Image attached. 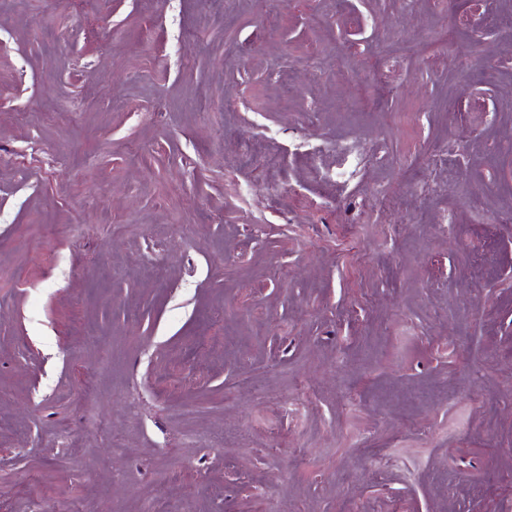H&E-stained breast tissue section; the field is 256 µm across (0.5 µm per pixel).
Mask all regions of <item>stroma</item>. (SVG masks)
I'll list each match as a JSON object with an SVG mask.
<instances>
[{"instance_id":"obj_1","label":"stroma","mask_w":512,"mask_h":512,"mask_svg":"<svg viewBox=\"0 0 512 512\" xmlns=\"http://www.w3.org/2000/svg\"><path fill=\"white\" fill-rule=\"evenodd\" d=\"M512 0H0V512H512Z\"/></svg>"}]
</instances>
